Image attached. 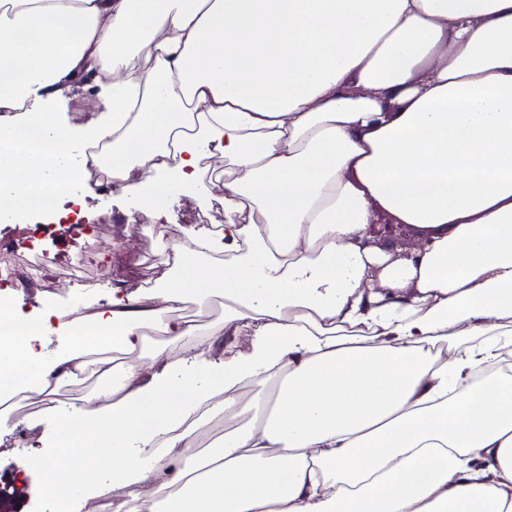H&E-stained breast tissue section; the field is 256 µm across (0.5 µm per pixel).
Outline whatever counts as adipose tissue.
I'll use <instances>...</instances> for the list:
<instances>
[{
	"label": "adipose tissue",
	"instance_id": "obj_1",
	"mask_svg": "<svg viewBox=\"0 0 512 512\" xmlns=\"http://www.w3.org/2000/svg\"><path fill=\"white\" fill-rule=\"evenodd\" d=\"M90 73L97 117L70 124ZM107 139L144 213L215 188L224 228L83 316L152 372L46 409L58 456L27 472L49 497L147 482L143 512H512V374L475 377L512 347V0H0V207L54 210L75 146ZM382 218L418 229L408 256L364 245ZM216 294L222 325L160 319ZM52 330L0 317L13 392L87 365L70 335L36 352ZM246 382L257 420L196 455L201 406L235 410ZM64 97L66 108L61 113L68 122L79 120L84 123L92 117L91 96L83 86H74L64 93Z\"/></svg>",
	"mask_w": 512,
	"mask_h": 512
}]
</instances>
